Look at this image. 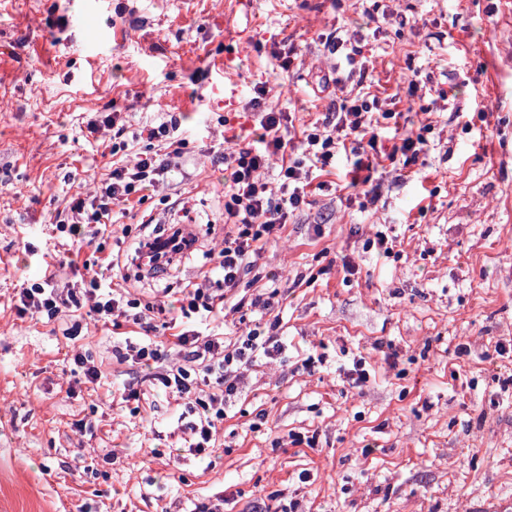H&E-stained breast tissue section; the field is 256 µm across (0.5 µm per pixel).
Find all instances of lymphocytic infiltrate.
I'll return each instance as SVG.
<instances>
[{
  "label": "lymphocytic infiltrate",
  "instance_id": "obj_1",
  "mask_svg": "<svg viewBox=\"0 0 512 512\" xmlns=\"http://www.w3.org/2000/svg\"><path fill=\"white\" fill-rule=\"evenodd\" d=\"M264 93V88H257L248 103L254 118L252 142L227 149L221 156L230 181L224 194V221L230 230L224 236L217 267L224 288L218 291L192 282L183 286L180 311L184 322L174 341L183 359L181 365H162L163 343L155 335L156 325L148 320L153 308L142 304L130 287L115 286L122 260L106 251L115 233L127 237L132 232L131 225L120 224V217L144 204L146 191L154 189L169 172L170 157L185 154L188 140L175 113H166L144 127L147 141L168 145L169 158H162L150 148L137 153L133 162L113 165L94 194L74 198L57 213V232L77 247L101 253L97 268H86L77 280L62 285L55 275H46L22 288L15 300L18 316L30 315L47 324H59L63 336L69 339L76 338L80 328L79 323L68 325L63 321L65 313L73 308L89 307L106 327L119 328L124 320L140 325L143 337L127 342L117 359L152 367L154 386L184 400L186 411L194 419L187 424L189 436L183 446L193 455L215 447L226 416V402L237 394L244 369L258 357L270 358L282 349L280 323L275 318L255 323L230 347L207 328L223 317L229 303L238 310L247 306L270 310L279 288L249 300L237 298L235 291L252 269L253 257L280 239L290 215L306 204L310 174L331 166L350 139L366 144L372 160H400L407 165L417 162L428 146L423 131L409 130L399 135L391 149H384L380 133L394 114L383 108L378 96L359 93L346 99L339 111L309 123L300 141L302 155L294 158L285 137L292 119L286 112L266 111L260 100ZM274 163L279 170L277 183L272 186L264 172Z\"/></svg>",
  "mask_w": 512,
  "mask_h": 512
}]
</instances>
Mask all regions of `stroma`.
<instances>
[{
	"label": "stroma",
	"instance_id": "stroma-1",
	"mask_svg": "<svg viewBox=\"0 0 512 512\" xmlns=\"http://www.w3.org/2000/svg\"><path fill=\"white\" fill-rule=\"evenodd\" d=\"M339 31L363 45L367 86L399 130L431 124L428 151L369 170L378 195L367 204L348 199L355 157L339 156L257 259L240 292L255 297L279 274L284 347L246 372L215 452L181 451L171 395L136 416L118 400L69 397L72 347L116 384L149 386L95 326L71 343L14 308L44 258L97 260L53 225L109 172L112 134L91 123L117 112L134 131L180 115L181 167L134 212H152V234L192 223L217 249L223 140L250 133L260 81L265 109L296 123L336 111L344 92L317 81L350 69L323 45ZM412 76L417 109L402 97ZM218 77L239 83L232 104L218 103ZM379 230L394 254L369 246ZM203 276L189 259L168 293L138 289L176 319L183 282ZM511 376L512 0H0V512H512ZM260 412L266 423L250 432ZM80 419L93 434L75 431ZM294 432L316 446L292 443Z\"/></svg>",
	"mask_w": 512,
	"mask_h": 512
}]
</instances>
